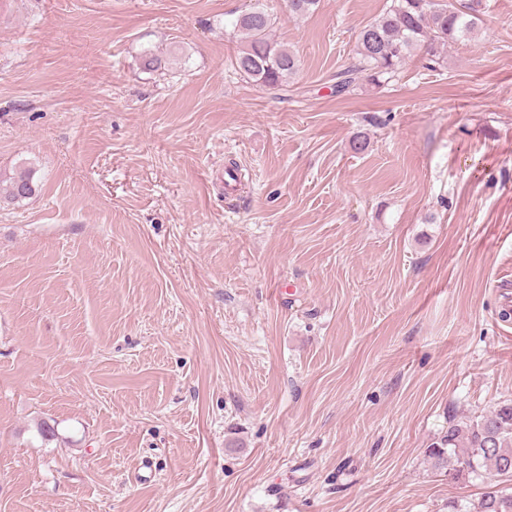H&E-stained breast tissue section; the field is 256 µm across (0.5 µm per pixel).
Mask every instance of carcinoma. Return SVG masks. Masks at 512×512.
Masks as SVG:
<instances>
[{"label": "carcinoma", "instance_id": "1", "mask_svg": "<svg viewBox=\"0 0 512 512\" xmlns=\"http://www.w3.org/2000/svg\"><path fill=\"white\" fill-rule=\"evenodd\" d=\"M320 0H288L296 17L316 11ZM483 0H391V4L358 32L355 55L336 74L335 93H349L368 83L377 87L389 82L398 67L419 49L428 60L444 62L441 49L451 41L473 34L478 28ZM274 21L262 8H255L231 21L241 36L233 67L241 76L263 87L278 88L297 73L298 60L288 46L272 36ZM176 50L162 58L150 51L140 57L147 71L166 68ZM35 171L18 167L0 171V203L15 204L37 190ZM465 449L456 463L473 479L488 473L499 479L476 503L448 505L450 512H512V403L498 405L479 419L451 424L433 444L430 457L439 469L448 467L456 449Z\"/></svg>", "mask_w": 512, "mask_h": 512}]
</instances>
